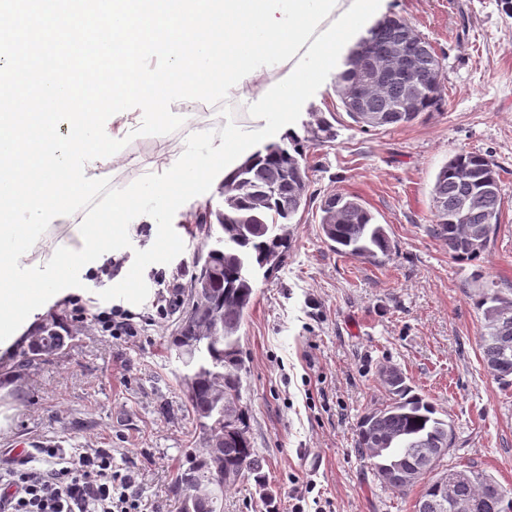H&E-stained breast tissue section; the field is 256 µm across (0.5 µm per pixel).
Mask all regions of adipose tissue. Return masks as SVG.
<instances>
[{
    "instance_id": "1",
    "label": "adipose tissue",
    "mask_w": 512,
    "mask_h": 512,
    "mask_svg": "<svg viewBox=\"0 0 512 512\" xmlns=\"http://www.w3.org/2000/svg\"><path fill=\"white\" fill-rule=\"evenodd\" d=\"M381 0H112L111 13L91 5L71 23L79 67L73 80L55 78L58 57L51 45L19 42L0 29V47L14 63L0 83L22 112L0 113V357L29 340L55 303L76 295L64 268L80 272L104 267L117 233H129L128 215L144 196L171 208L218 182L243 163L260 136L291 131V116L313 94L319 76L332 66L336 47L380 11ZM111 47L96 56L97 43ZM222 95L248 109L253 124H224V138L208 153L185 151L166 163L150 164L141 187L110 201L90 223L75 224L68 237L52 239L45 215H62L86 190L74 179L71 158L89 168L112 163L132 124L129 105L140 99L153 125L188 123L183 104ZM67 109L68 145L51 123L50 103ZM112 118L103 140L98 117ZM27 133L29 148L15 144Z\"/></svg>"
}]
</instances>
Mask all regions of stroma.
I'll return each instance as SVG.
<instances>
[{
    "mask_svg": "<svg viewBox=\"0 0 512 512\" xmlns=\"http://www.w3.org/2000/svg\"><path fill=\"white\" fill-rule=\"evenodd\" d=\"M387 11L436 48L443 99L411 124L366 131L342 108L330 70L323 92L297 115L311 198L294 218L279 269L257 277L239 331L241 403L267 490L239 482L225 489L221 512H416L419 488L385 487L355 452L357 422L388 401L382 373L392 368L452 424L445 464L483 469L512 487V387L481 362L473 305L478 272L512 296V0H388ZM236 109L229 99L202 100L188 125L135 130L122 159L96 170L66 223H83L98 200L139 183L148 160L207 153ZM322 117L336 136L317 143L311 130ZM462 149L498 167L500 224L474 260L454 258L432 232L436 175ZM333 193L362 199L395 243L389 259L361 262L325 243L319 206ZM223 205L218 184L176 209L147 199L130 217L133 233L114 244L117 266L133 270L134 295L114 272L87 274L85 295L52 316L68 338L64 350L32 361L22 350L9 356L17 395L0 432V472L20 465L21 449L68 456L103 448L113 469L134 477L149 512H177L172 484L199 431L167 343L195 274L204 217ZM113 305L133 316L137 336L106 331Z\"/></svg>",
    "mask_w": 512,
    "mask_h": 512,
    "instance_id": "1",
    "label": "stroma"
}]
</instances>
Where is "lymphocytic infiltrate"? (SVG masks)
<instances>
[{
	"label": "lymphocytic infiltrate",
	"mask_w": 512,
	"mask_h": 512,
	"mask_svg": "<svg viewBox=\"0 0 512 512\" xmlns=\"http://www.w3.org/2000/svg\"><path fill=\"white\" fill-rule=\"evenodd\" d=\"M43 468L21 467L0 488V512H147L129 475L115 471L97 450L60 458L40 449Z\"/></svg>",
	"instance_id": "lymphocytic-infiltrate-1"
}]
</instances>
